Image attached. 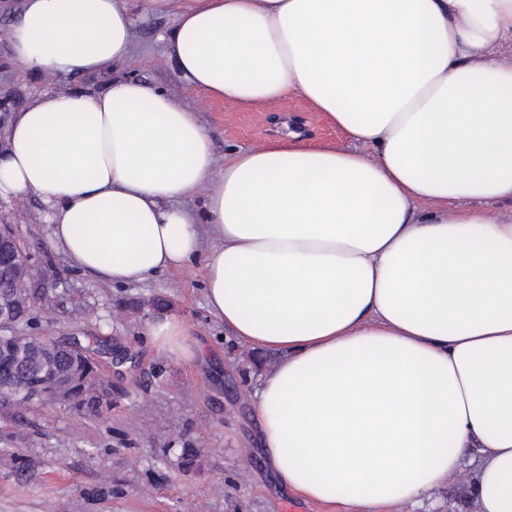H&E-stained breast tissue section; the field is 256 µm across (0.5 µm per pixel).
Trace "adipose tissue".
I'll return each mask as SVG.
<instances>
[{
    "label": "adipose tissue",
    "instance_id": "ef3b65f1",
    "mask_svg": "<svg viewBox=\"0 0 512 512\" xmlns=\"http://www.w3.org/2000/svg\"><path fill=\"white\" fill-rule=\"evenodd\" d=\"M175 14L166 50L192 87L228 106L303 99L345 144L292 132L220 162L197 112L118 74L15 114L0 199L39 196L72 268L114 285L185 267L213 225L207 306L237 344L279 356L252 410L302 499L393 512L471 456L480 512H512V213L485 209L512 205V0H182ZM132 28L128 0H23L9 42L55 80L128 65ZM201 189L200 212L180 207ZM144 332L193 355L180 318Z\"/></svg>",
    "mask_w": 512,
    "mask_h": 512
}]
</instances>
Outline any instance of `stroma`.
Returning a JSON list of instances; mask_svg holds the SVG:
<instances>
[{
  "label": "stroma",
  "instance_id": "1",
  "mask_svg": "<svg viewBox=\"0 0 512 512\" xmlns=\"http://www.w3.org/2000/svg\"><path fill=\"white\" fill-rule=\"evenodd\" d=\"M22 0H0V133L30 98L52 88L98 92L108 75L49 80L13 59L8 31ZM136 58L126 74L156 84L198 111L217 157L275 145L288 130L305 142L342 135L296 97L273 108L227 107L182 77L162 40L175 13L142 11L132 0ZM0 224L13 225L38 260L35 285L48 297L33 310L34 332L88 347L110 395L97 413L59 402L0 405V512H325L279 485L266 464L251 400L275 355L245 349L210 315L203 261L134 286H115L72 268L52 244L37 196L0 201ZM189 323L196 357L155 348L143 334L159 314ZM124 354L115 364L113 353ZM192 448L197 463L180 464ZM476 465L463 461L449 484L396 512H479L470 492Z\"/></svg>",
  "mask_w": 512,
  "mask_h": 512
}]
</instances>
